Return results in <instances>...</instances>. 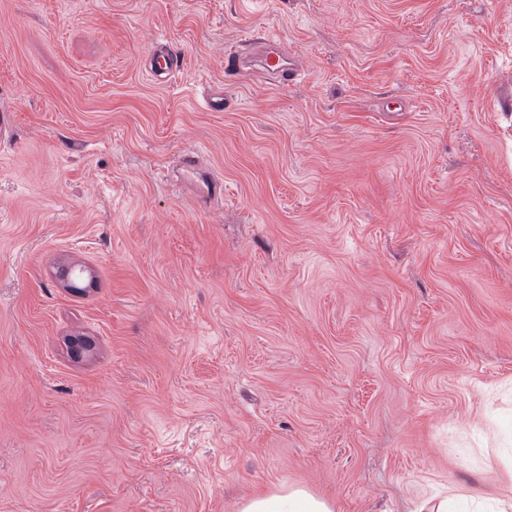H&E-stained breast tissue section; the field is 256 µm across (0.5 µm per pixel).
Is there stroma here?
Wrapping results in <instances>:
<instances>
[{"label": "stroma", "mask_w": 512, "mask_h": 512, "mask_svg": "<svg viewBox=\"0 0 512 512\" xmlns=\"http://www.w3.org/2000/svg\"><path fill=\"white\" fill-rule=\"evenodd\" d=\"M1 103L0 512H499L512 0H0ZM261 64L266 72L280 79V84L298 76V70L292 65L288 68L283 46L275 39H266L260 46ZM150 72L160 79L169 80L182 68L181 55L173 50L164 40L156 42L149 56ZM332 500L299 486L281 487L254 494L240 505L239 512H335Z\"/></svg>", "instance_id": "stroma-1"}]
</instances>
